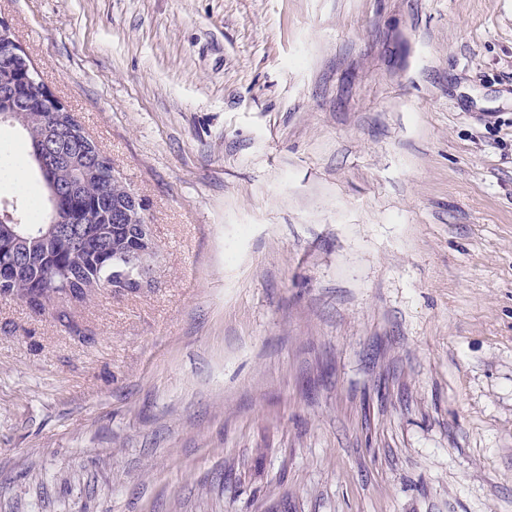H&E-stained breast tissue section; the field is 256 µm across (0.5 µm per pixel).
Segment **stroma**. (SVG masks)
Instances as JSON below:
<instances>
[{
  "label": "stroma",
  "instance_id": "35a3bbf8",
  "mask_svg": "<svg viewBox=\"0 0 512 512\" xmlns=\"http://www.w3.org/2000/svg\"><path fill=\"white\" fill-rule=\"evenodd\" d=\"M0 19L161 254L0 297V512H512V0Z\"/></svg>",
  "mask_w": 512,
  "mask_h": 512
}]
</instances>
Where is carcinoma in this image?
<instances>
[{"instance_id":"obj_1","label":"carcinoma","mask_w":512,"mask_h":512,"mask_svg":"<svg viewBox=\"0 0 512 512\" xmlns=\"http://www.w3.org/2000/svg\"><path fill=\"white\" fill-rule=\"evenodd\" d=\"M21 69L20 63L0 59V79L17 83L21 94L30 96L34 86L20 82ZM14 124L30 140L29 163L42 184V200L37 213L19 205L12 219L0 222V243L23 261L10 274L11 294L42 310L55 296L83 301L96 289L112 285L136 291L138 280L153 268L138 257L133 229L142 218L131 212V188L112 176V160L84 131L59 135L53 160L42 169L35 156L46 135L55 132V120L34 107L15 117ZM53 190L69 197V204L83 214L82 220L61 225L66 239L79 242L77 247L47 234V195Z\"/></svg>"}]
</instances>
